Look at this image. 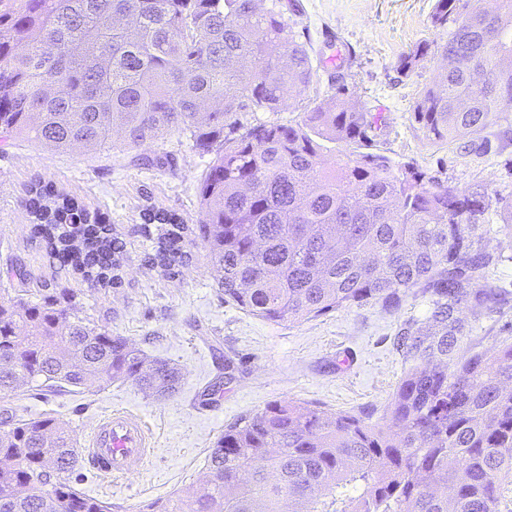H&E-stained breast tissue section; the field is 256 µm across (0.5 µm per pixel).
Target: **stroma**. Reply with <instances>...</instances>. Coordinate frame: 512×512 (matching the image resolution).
<instances>
[{
	"label": "stroma",
	"instance_id": "obj_1",
	"mask_svg": "<svg viewBox=\"0 0 512 512\" xmlns=\"http://www.w3.org/2000/svg\"><path fill=\"white\" fill-rule=\"evenodd\" d=\"M292 2L296 35L310 39L322 60L306 97L331 93L336 57L344 55L353 100L383 116L376 149L452 186L512 192V112L491 116L485 139H473L465 151L426 139L414 119L416 101L433 84L436 66L425 61L403 77L395 64L418 42L439 40L430 24L435 0ZM113 139L115 148L101 151L80 146L56 151L28 140L0 151V289L8 287L7 266L14 263L25 271L33 301L46 293H74L79 316L133 340L150 357L177 364L184 374L182 387L174 396L156 400L130 381L94 379L76 390L54 393L27 384L0 393V411L25 419H60L81 448L97 421L113 409L140 414L155 446L154 456L140 470L103 479L82 464L70 476L81 491L121 506L122 512H144L154 501L192 494L225 426L269 402H312L378 422L410 366L394 338L407 320L428 315V303L411 299L396 311L377 304L353 306L290 325L244 312L220 290L200 230L198 191L209 156L173 132L165 142L169 162L157 168L141 162L152 155V147L125 149L118 132ZM38 178L116 226L125 243L121 288L98 290L60 267L32 237L26 198ZM148 208L177 214L191 229L192 259L175 276L144 264L151 250L141 228ZM506 338H512V303L472 320L466 345L487 352ZM228 357L237 367L236 379L214 392Z\"/></svg>",
	"mask_w": 512,
	"mask_h": 512
}]
</instances>
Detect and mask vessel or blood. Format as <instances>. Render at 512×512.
<instances>
[{
	"label": "vessel or blood",
	"mask_w": 512,
	"mask_h": 512,
	"mask_svg": "<svg viewBox=\"0 0 512 512\" xmlns=\"http://www.w3.org/2000/svg\"><path fill=\"white\" fill-rule=\"evenodd\" d=\"M151 455V439L143 419L134 412L115 411L95 426L82 458L95 472L120 477L140 467Z\"/></svg>",
	"instance_id": "vessel-or-blood-1"
}]
</instances>
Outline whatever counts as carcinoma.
<instances>
[{
    "instance_id": "obj_1",
    "label": "carcinoma",
    "mask_w": 512,
    "mask_h": 512,
    "mask_svg": "<svg viewBox=\"0 0 512 512\" xmlns=\"http://www.w3.org/2000/svg\"><path fill=\"white\" fill-rule=\"evenodd\" d=\"M436 0L446 34L402 53L396 70L431 59L437 83L414 108L426 138L482 135L512 112V0L492 12ZM290 18L260 0H0V148L29 139L55 150L138 149L178 132L211 156L200 224L224 296L288 325L351 306L398 310L425 298L430 315L399 330L414 362L387 405L393 428L360 414L275 401L224 428L192 495L148 512H501L512 483V342L459 357L469 322L505 292L487 285L502 262L486 214L512 231V193L459 189L419 166L362 153L379 116L353 102L339 64L335 92L307 99L293 124L280 112L317 76ZM336 144L332 166L325 143ZM33 236L102 290L121 284L116 228L49 184L29 190ZM156 225L145 263L164 274L190 260L189 226L146 210ZM132 381L163 399L181 372L125 336L72 312L67 298L0 294V391L54 392L89 379ZM53 442L43 448L41 438ZM80 459L52 417L0 419V512H113L66 475Z\"/></svg>"
}]
</instances>
